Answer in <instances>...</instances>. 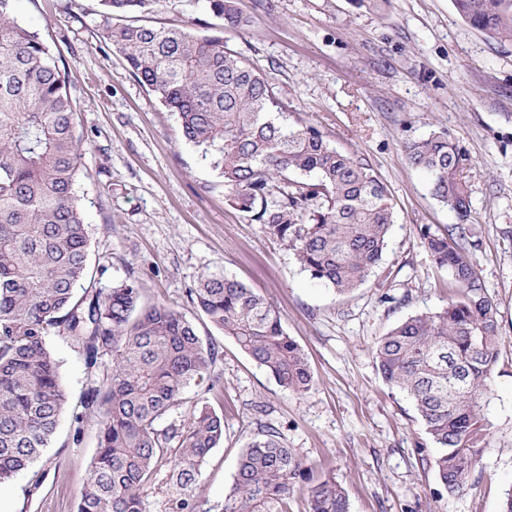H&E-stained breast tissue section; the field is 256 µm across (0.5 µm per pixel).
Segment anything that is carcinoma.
Here are the masks:
<instances>
[{"label": "carcinoma", "instance_id": "obj_1", "mask_svg": "<svg viewBox=\"0 0 512 512\" xmlns=\"http://www.w3.org/2000/svg\"><path fill=\"white\" fill-rule=\"evenodd\" d=\"M101 38L178 116L183 139L212 158L231 204L294 250L311 279L340 295L363 285L380 262L392 225L388 190L369 163L344 153L311 126L273 115L270 80L224 44V29L250 23L235 0H202L223 20L211 35L149 24H112L152 0H101ZM473 28L512 40V0H454ZM0 0V483L27 470L49 446L68 397L46 337L58 330L79 346L87 368L112 354L104 389L81 399L98 415L99 448L77 512H144L142 490L158 460L174 451L172 512H211L193 493L200 467L224 438V418L203 406L179 426H162L188 386L210 375L217 352L194 324L163 304H143L135 282L108 290L88 267L89 231L75 183L82 140L66 68L37 33ZM433 196L467 220V158L446 134L404 144ZM421 238L452 275L458 298L408 317L380 337L374 354L391 388L410 399L441 487L461 492L489 436L484 397L502 341L497 306L473 262L468 225ZM82 294H77L76 289ZM191 302L283 389L313 384L304 351L276 307L243 283L207 276ZM307 480L293 450L269 428L244 450L224 512H288ZM308 512H349L330 477L307 487Z\"/></svg>", "mask_w": 512, "mask_h": 512}]
</instances>
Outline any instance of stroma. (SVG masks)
Returning a JSON list of instances; mask_svg holds the SVG:
<instances>
[{"mask_svg": "<svg viewBox=\"0 0 512 512\" xmlns=\"http://www.w3.org/2000/svg\"><path fill=\"white\" fill-rule=\"evenodd\" d=\"M237 0L252 24L225 30L273 84L289 124L315 126L338 150L365 158L386 185L394 224L378 266L348 295L312 280L289 247L267 237L224 195L218 172L186 143L177 118L102 42L99 0H15L13 16L67 69L86 175L75 184L102 287L135 279L143 299L185 314L218 356L212 391L190 385L165 418L206 405L224 416V442L194 488L222 512L242 451L272 427L313 479L331 477L350 512H500L512 490V41L472 28L453 0ZM143 22L209 34L220 18L194 0H153ZM445 133L467 157L463 179L479 245L473 260L497 306L503 340L486 394L490 434L465 490L441 489L413 404L379 373L374 347L398 322L446 307L455 294L421 236L457 214L413 168L408 140ZM207 275L245 284L277 308L304 350L313 387L298 396L217 330L189 297ZM68 395L49 448L0 484V512H76L97 453L98 416L82 395L112 372L65 335L50 333Z\"/></svg>", "mask_w": 512, "mask_h": 512, "instance_id": "1", "label": "stroma"}]
</instances>
